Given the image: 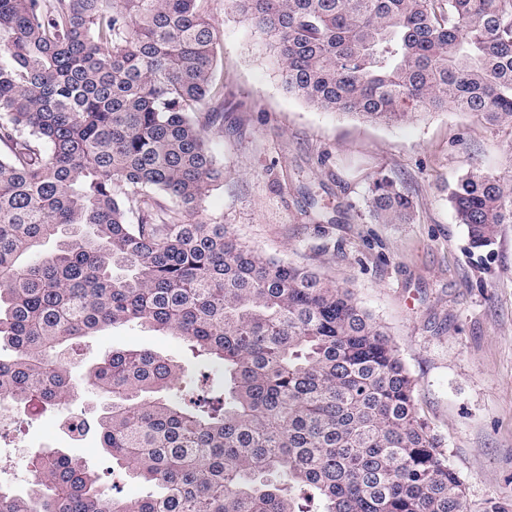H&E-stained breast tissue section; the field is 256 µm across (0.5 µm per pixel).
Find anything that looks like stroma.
<instances>
[{
	"mask_svg": "<svg viewBox=\"0 0 512 512\" xmlns=\"http://www.w3.org/2000/svg\"><path fill=\"white\" fill-rule=\"evenodd\" d=\"M200 6L213 25L215 81L224 88V121L208 129L224 181L210 187L203 220L350 288L415 377L418 414L463 483L464 512L512 504V224L501 225L479 258L448 201L472 167L512 176V131L454 111L395 126L318 111L286 91L275 60L229 0ZM377 171L412 196V223L371 221L364 198ZM116 349L194 363L179 338L131 325L84 338L67 361L79 375ZM102 403L89 391L72 406L8 425L0 485L21 491L31 480L28 469L8 465L12 449L48 446L82 458L122 496L147 491L133 477L111 476L112 459L94 434L74 440L61 429Z\"/></svg>",
	"mask_w": 512,
	"mask_h": 512,
	"instance_id": "stroma-1",
	"label": "stroma"
}]
</instances>
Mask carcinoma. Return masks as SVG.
<instances>
[{
	"label": "carcinoma",
	"mask_w": 512,
	"mask_h": 512,
	"mask_svg": "<svg viewBox=\"0 0 512 512\" xmlns=\"http://www.w3.org/2000/svg\"><path fill=\"white\" fill-rule=\"evenodd\" d=\"M199 2L0 0V395L44 409L96 390L105 406L69 430L158 489L117 496L40 448L0 512H463L417 381L354 293L199 218L224 181ZM231 2L318 110L393 126L454 108L512 129V0ZM448 199L477 252L512 224V176L474 167ZM366 206L413 221L381 172ZM126 324L178 337L220 382L150 350L73 377L62 351Z\"/></svg>",
	"instance_id": "cac0c4a2"
}]
</instances>
